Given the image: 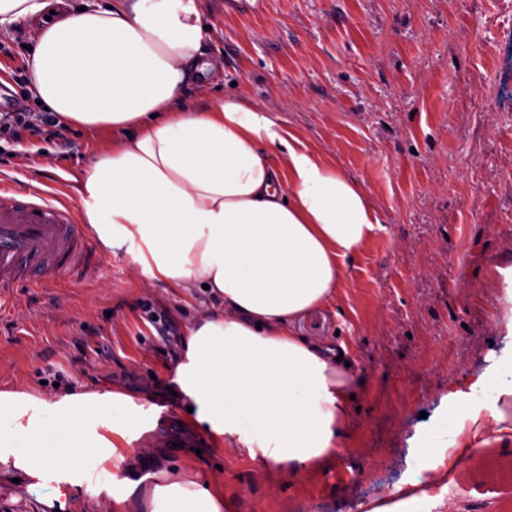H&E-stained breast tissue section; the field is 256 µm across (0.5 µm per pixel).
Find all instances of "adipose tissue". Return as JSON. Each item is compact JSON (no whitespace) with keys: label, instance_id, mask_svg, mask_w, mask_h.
<instances>
[{"label":"adipose tissue","instance_id":"ef3b65f1","mask_svg":"<svg viewBox=\"0 0 512 512\" xmlns=\"http://www.w3.org/2000/svg\"><path fill=\"white\" fill-rule=\"evenodd\" d=\"M195 0H91L38 29L34 89L61 120L122 138L90 166L81 203L103 251L130 246L148 278L204 288L211 310L189 328L170 376L191 420L218 446L263 454L305 474L334 457L354 412V367L340 347L295 335L291 321L334 301L349 263L379 218L349 175L268 112L227 100L182 102L214 65ZM492 391L483 416L461 419ZM512 386L477 380L448 396L447 447L421 452L443 465L469 450L480 419L503 426ZM157 418L128 395L42 397L0 391V472L32 486L56 475L65 504L88 466H120ZM109 512H235L222 491L156 470L124 471Z\"/></svg>","mask_w":512,"mask_h":512}]
</instances>
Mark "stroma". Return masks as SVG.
<instances>
[{
	"label": "stroma",
	"instance_id": "35a3bbf8",
	"mask_svg": "<svg viewBox=\"0 0 512 512\" xmlns=\"http://www.w3.org/2000/svg\"><path fill=\"white\" fill-rule=\"evenodd\" d=\"M218 68L183 96L197 109L230 99L281 119L354 178L381 226L361 247L337 300L298 319V335L345 345L360 370L357 412L338 459L301 477L188 424L169 373L201 289L151 281L125 249L83 287L16 288L0 298V390L113 391L161 412L132 462L223 490L236 512H358L421 481L428 499L401 512H512V432L486 430L464 468L427 467L426 438L448 445V393L512 365L504 312L512 293V0H196ZM37 20L0 28L1 112L48 117L27 77ZM25 82H18V75ZM117 136L65 125L13 144L0 175L17 192L67 182L79 201L93 160ZM101 469L65 510L0 475V512H108Z\"/></svg>",
	"mask_w": 512,
	"mask_h": 512
}]
</instances>
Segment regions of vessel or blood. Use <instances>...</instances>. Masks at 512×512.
Here are the masks:
<instances>
[{"label":"vessel or blood","instance_id":"b4317fda","mask_svg":"<svg viewBox=\"0 0 512 512\" xmlns=\"http://www.w3.org/2000/svg\"><path fill=\"white\" fill-rule=\"evenodd\" d=\"M101 268L77 204L45 190L17 197L0 179V294L49 284L76 286Z\"/></svg>","mask_w":512,"mask_h":512}]
</instances>
